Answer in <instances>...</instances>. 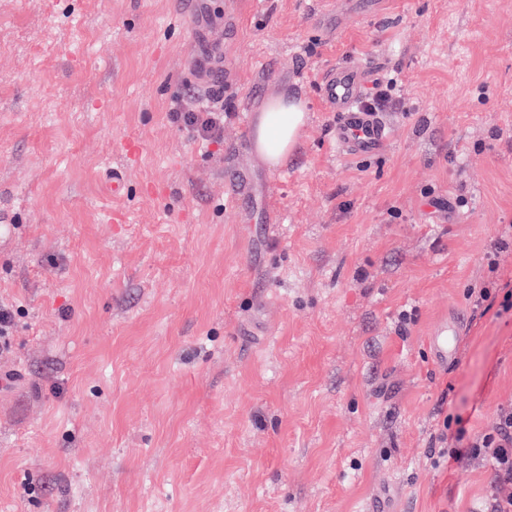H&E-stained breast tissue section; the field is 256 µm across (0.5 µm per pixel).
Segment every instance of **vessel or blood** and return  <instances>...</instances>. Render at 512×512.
I'll return each instance as SVG.
<instances>
[{"label":"vessel or blood","mask_w":512,"mask_h":512,"mask_svg":"<svg viewBox=\"0 0 512 512\" xmlns=\"http://www.w3.org/2000/svg\"><path fill=\"white\" fill-rule=\"evenodd\" d=\"M374 76V71L366 66L340 63L319 79V96L326 109L336 115V144L344 155L355 157L376 152L390 139V125L361 106ZM460 335L461 326L457 323L434 332L432 343L440 362L454 357Z\"/></svg>","instance_id":"1"}]
</instances>
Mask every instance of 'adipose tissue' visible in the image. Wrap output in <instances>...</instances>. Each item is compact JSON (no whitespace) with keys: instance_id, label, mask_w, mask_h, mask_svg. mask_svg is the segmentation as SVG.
<instances>
[{"instance_id":"adipose-tissue-1","label":"adipose tissue","mask_w":512,"mask_h":512,"mask_svg":"<svg viewBox=\"0 0 512 512\" xmlns=\"http://www.w3.org/2000/svg\"><path fill=\"white\" fill-rule=\"evenodd\" d=\"M305 122L306 108L300 98L284 93L269 96L250 127L257 157L269 167L280 166L297 145Z\"/></svg>"}]
</instances>
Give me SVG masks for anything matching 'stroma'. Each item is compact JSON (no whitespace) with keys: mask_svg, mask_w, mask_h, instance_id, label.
I'll return each instance as SVG.
<instances>
[{"mask_svg":"<svg viewBox=\"0 0 512 512\" xmlns=\"http://www.w3.org/2000/svg\"><path fill=\"white\" fill-rule=\"evenodd\" d=\"M388 2L331 39L346 0H0V512H483L467 446L512 406V0ZM342 62L405 104L377 152L336 147L317 84ZM189 82L222 87L221 144L171 121ZM278 92L308 122L271 168L249 129ZM460 336L459 322H454L448 329L446 327L439 328L433 333L432 343L440 362H448L454 357Z\"/></svg>","mask_w":512,"mask_h":512,"instance_id":"obj_1","label":"stroma"}]
</instances>
